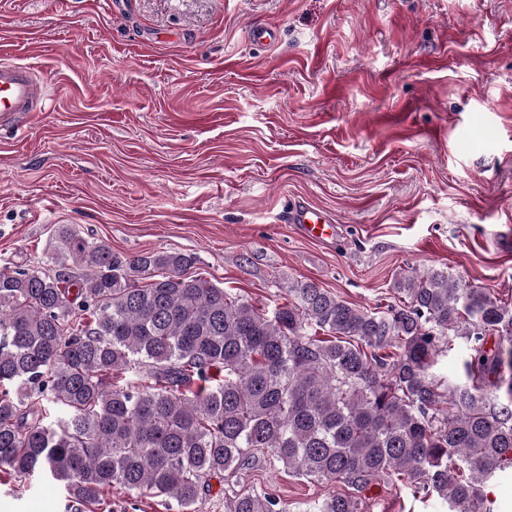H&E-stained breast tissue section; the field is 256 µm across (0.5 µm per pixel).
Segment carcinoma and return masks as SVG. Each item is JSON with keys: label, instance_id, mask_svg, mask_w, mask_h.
<instances>
[{"label": "carcinoma", "instance_id": "cac0c4a2", "mask_svg": "<svg viewBox=\"0 0 512 512\" xmlns=\"http://www.w3.org/2000/svg\"><path fill=\"white\" fill-rule=\"evenodd\" d=\"M178 251L112 254L66 224L45 266L0 267V471L102 505L114 485L203 512L211 480L259 456L322 483L312 512H362L400 482L448 512H490L480 484L512 465V310L443 271L357 307L312 281L262 310ZM499 338L487 347L491 336ZM464 343V380L438 357ZM225 512H288L232 489Z\"/></svg>", "mask_w": 512, "mask_h": 512}]
</instances>
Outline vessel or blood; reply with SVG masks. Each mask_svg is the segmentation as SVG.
Returning <instances> with one entry per match:
<instances>
[{
	"label": "vessel or blood",
	"mask_w": 512,
	"mask_h": 512,
	"mask_svg": "<svg viewBox=\"0 0 512 512\" xmlns=\"http://www.w3.org/2000/svg\"><path fill=\"white\" fill-rule=\"evenodd\" d=\"M45 97V85L36 66L0 59V127L20 115L42 111ZM288 219L310 237L319 239L334 232L326 214L313 207L294 206Z\"/></svg>",
	"instance_id": "b4317fda"
}]
</instances>
